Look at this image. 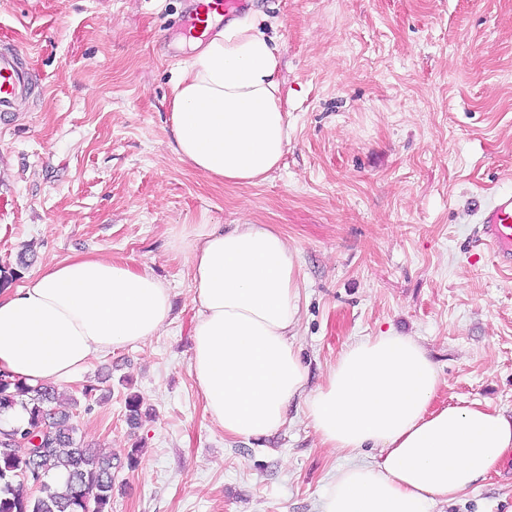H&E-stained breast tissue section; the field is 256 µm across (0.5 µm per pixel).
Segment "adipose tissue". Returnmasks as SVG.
<instances>
[{
  "mask_svg": "<svg viewBox=\"0 0 512 512\" xmlns=\"http://www.w3.org/2000/svg\"><path fill=\"white\" fill-rule=\"evenodd\" d=\"M275 46L249 19L196 43L172 84V150L224 183L254 184L288 144ZM193 271L189 367L225 435H269L301 400L329 447L375 464L337 470L320 512H432L512 450V421L479 405L436 409L425 348L383 334L349 344L317 390L295 345L299 285L282 235L264 224L215 226L188 245ZM172 312L169 288L130 263L77 256L0 290V370L35 386L67 383L99 356L143 342Z\"/></svg>",
  "mask_w": 512,
  "mask_h": 512,
  "instance_id": "1",
  "label": "adipose tissue"
}]
</instances>
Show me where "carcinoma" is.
<instances>
[{"instance_id": "cac0c4a2", "label": "carcinoma", "mask_w": 512, "mask_h": 512, "mask_svg": "<svg viewBox=\"0 0 512 512\" xmlns=\"http://www.w3.org/2000/svg\"><path fill=\"white\" fill-rule=\"evenodd\" d=\"M26 258L0 268V289L22 275ZM51 384L25 385L0 373V420L20 407L25 418L0 426V512H112V458L77 440V426L54 403ZM41 438L38 451L21 438Z\"/></svg>"}]
</instances>
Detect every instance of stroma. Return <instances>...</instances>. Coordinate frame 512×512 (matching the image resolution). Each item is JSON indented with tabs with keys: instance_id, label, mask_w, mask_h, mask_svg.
Here are the masks:
<instances>
[{
	"instance_id": "obj_1",
	"label": "stroma",
	"mask_w": 512,
	"mask_h": 512,
	"mask_svg": "<svg viewBox=\"0 0 512 512\" xmlns=\"http://www.w3.org/2000/svg\"><path fill=\"white\" fill-rule=\"evenodd\" d=\"M195 0H0V50L30 81L0 120V265L75 255L163 279L173 316L61 390L82 443L113 463L112 512H319L344 452L300 403L260 438L225 435L189 370L185 246L264 224L292 251L309 388L352 341L414 337L435 407L512 420V271L474 258L476 212L512 190V0H254L288 119L278 166L219 183L170 148V92ZM101 381L86 402L83 385ZM150 417L131 425L125 399ZM139 449L135 468L127 453ZM433 512H512V453Z\"/></svg>"
}]
</instances>
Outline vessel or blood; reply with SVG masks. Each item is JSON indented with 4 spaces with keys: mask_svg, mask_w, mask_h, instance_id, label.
I'll use <instances>...</instances> for the list:
<instances>
[{
    "mask_svg": "<svg viewBox=\"0 0 512 512\" xmlns=\"http://www.w3.org/2000/svg\"><path fill=\"white\" fill-rule=\"evenodd\" d=\"M27 75L8 53L0 54V114L11 112ZM477 247L501 269L512 268V191L495 195L480 214Z\"/></svg>",
    "mask_w": 512,
    "mask_h": 512,
    "instance_id": "b4317fda",
    "label": "vessel or blood"
}]
</instances>
